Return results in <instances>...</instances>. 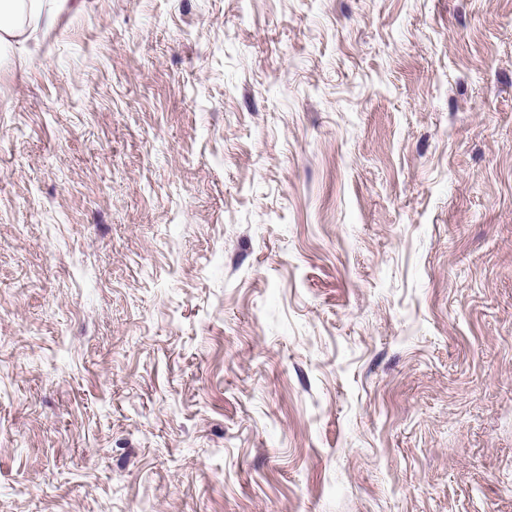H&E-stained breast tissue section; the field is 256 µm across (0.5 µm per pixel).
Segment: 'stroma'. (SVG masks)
Returning <instances> with one entry per match:
<instances>
[{
	"label": "stroma",
	"mask_w": 512,
	"mask_h": 512,
	"mask_svg": "<svg viewBox=\"0 0 512 512\" xmlns=\"http://www.w3.org/2000/svg\"><path fill=\"white\" fill-rule=\"evenodd\" d=\"M0 512H512V0L0 51Z\"/></svg>",
	"instance_id": "obj_1"
}]
</instances>
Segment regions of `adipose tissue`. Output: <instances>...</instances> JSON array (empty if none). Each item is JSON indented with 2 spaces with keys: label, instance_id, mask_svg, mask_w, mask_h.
<instances>
[{
  "label": "adipose tissue",
  "instance_id": "ef3b65f1",
  "mask_svg": "<svg viewBox=\"0 0 512 512\" xmlns=\"http://www.w3.org/2000/svg\"><path fill=\"white\" fill-rule=\"evenodd\" d=\"M69 0H0V47L26 40L28 33L52 27Z\"/></svg>",
  "mask_w": 512,
  "mask_h": 512
}]
</instances>
